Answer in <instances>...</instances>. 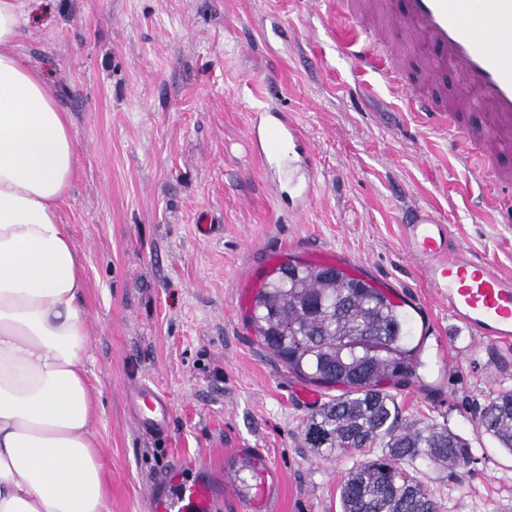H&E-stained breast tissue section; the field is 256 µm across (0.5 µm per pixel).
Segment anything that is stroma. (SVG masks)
Returning <instances> with one entry per match:
<instances>
[{
  "mask_svg": "<svg viewBox=\"0 0 512 512\" xmlns=\"http://www.w3.org/2000/svg\"><path fill=\"white\" fill-rule=\"evenodd\" d=\"M336 0H27L18 53L72 120L80 166L61 220L86 268L92 432L107 455L108 512H154L155 484L185 460L221 474L263 449L275 512H340L359 454H316L302 425L309 383L248 326L274 260L338 266L390 289L424 336L420 382L396 389L409 420L467 438L477 460L422 465L442 512H512V455L475 430L512 390V342L458 326L404 257L406 208L435 209L459 251L512 275V223L484 186L379 77L346 65ZM301 124L318 187L303 219L276 200L252 153V110ZM209 219L210 237L197 224ZM165 396L162 434L131 418L135 384Z\"/></svg>",
  "mask_w": 512,
  "mask_h": 512,
  "instance_id": "stroma-1",
  "label": "stroma"
}]
</instances>
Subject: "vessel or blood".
Wrapping results in <instances>:
<instances>
[{"label": "vessel or blood", "instance_id": "vessel-or-blood-1", "mask_svg": "<svg viewBox=\"0 0 512 512\" xmlns=\"http://www.w3.org/2000/svg\"><path fill=\"white\" fill-rule=\"evenodd\" d=\"M380 8L379 0H336V14L348 25L346 58L396 87L423 127L448 133L473 173L492 169L485 204L511 222L512 168L501 167L499 160L512 154V0H402L400 12L382 23L376 20ZM396 29L433 48L432 88L409 84L401 59L388 46V35ZM449 75L461 89L450 102L438 90ZM247 137L266 178L287 181L297 214H304L316 187L315 153L298 122L281 109L259 108ZM403 230V253L423 263L449 315L479 336L512 341V276L496 272L486 260L454 255L449 227L433 211L409 210ZM134 405L143 429L162 430L169 406L159 393L142 386ZM237 455L252 460L260 476L256 492L246 496L249 512H271L277 477L262 449L241 448ZM215 493L209 470L187 483L176 468L160 480L155 512H211Z\"/></svg>", "mask_w": 512, "mask_h": 512}]
</instances>
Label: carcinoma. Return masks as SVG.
<instances>
[{"mask_svg": "<svg viewBox=\"0 0 512 512\" xmlns=\"http://www.w3.org/2000/svg\"><path fill=\"white\" fill-rule=\"evenodd\" d=\"M250 324L299 378L340 390L304 421L317 452L364 451L340 486L341 512H440L418 464L467 466L470 442L446 426L401 417L389 389L420 379L422 341L383 290L333 266L281 264L255 292ZM476 431L512 454V390L488 397Z\"/></svg>", "mask_w": 512, "mask_h": 512, "instance_id": "cac0c4a2", "label": "carcinoma"}]
</instances>
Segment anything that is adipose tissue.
<instances>
[{
	"instance_id": "adipose-tissue-1",
	"label": "adipose tissue",
	"mask_w": 512,
	"mask_h": 512,
	"mask_svg": "<svg viewBox=\"0 0 512 512\" xmlns=\"http://www.w3.org/2000/svg\"><path fill=\"white\" fill-rule=\"evenodd\" d=\"M24 0H0V512H107L90 425L83 257L60 222L71 120L16 51Z\"/></svg>"
}]
</instances>
